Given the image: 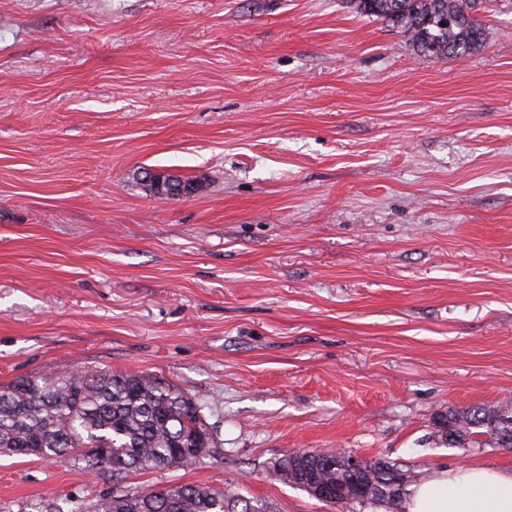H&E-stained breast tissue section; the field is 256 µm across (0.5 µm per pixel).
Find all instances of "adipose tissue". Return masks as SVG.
I'll return each mask as SVG.
<instances>
[{
	"mask_svg": "<svg viewBox=\"0 0 512 512\" xmlns=\"http://www.w3.org/2000/svg\"><path fill=\"white\" fill-rule=\"evenodd\" d=\"M400 512H512V470L465 466L434 471L409 488Z\"/></svg>",
	"mask_w": 512,
	"mask_h": 512,
	"instance_id": "obj_1",
	"label": "adipose tissue"
}]
</instances>
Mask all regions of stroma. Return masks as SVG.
<instances>
[{
    "label": "stroma",
    "mask_w": 512,
    "mask_h": 512,
    "mask_svg": "<svg viewBox=\"0 0 512 512\" xmlns=\"http://www.w3.org/2000/svg\"><path fill=\"white\" fill-rule=\"evenodd\" d=\"M482 20L432 60L347 0H0V385L209 398L223 458L134 485L274 512H346L267 473L292 450L511 470L426 441L512 401V0ZM107 486L0 455V512ZM144 174H145V176L142 178V181L145 180V181L149 182L152 186H154V188L157 189V190H155L150 185H148L146 183L144 184L146 189L150 193H152L153 195L164 196V197H173L175 194L171 193L170 187L167 186L168 182H171L172 185L175 188H181V190H184V191H187V192L189 191L190 188L195 189L194 184L192 182L183 181V180H180V179H178V178H176L174 176L165 175V174H164V179L162 181V186L160 187L159 183H158V181L160 180V176L159 175L155 174L153 179L147 180L146 179V172H144Z\"/></svg>",
    "instance_id": "1"
}]
</instances>
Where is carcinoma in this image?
Wrapping results in <instances>:
<instances>
[{
	"label": "carcinoma",
	"mask_w": 512,
	"mask_h": 512,
	"mask_svg": "<svg viewBox=\"0 0 512 512\" xmlns=\"http://www.w3.org/2000/svg\"><path fill=\"white\" fill-rule=\"evenodd\" d=\"M360 14L384 19L410 37L429 59L460 57L483 39L480 12L486 0H349ZM194 187L174 176H154L146 189L172 196L171 187ZM215 403L192 397L178 385L138 372L59 371L0 385V454L63 461L86 474L108 465L110 485L88 498L55 494L27 503L22 512H273L269 502L221 487L169 485L157 493L132 484L137 473L176 472L201 461L197 449L221 446L206 414ZM428 439L437 446L512 448V401L493 409L469 407L439 413ZM367 489L349 504L354 512L398 506L420 474L399 463L363 461ZM269 470L309 494L315 476L321 491L350 478L336 456L325 451L292 452Z\"/></svg>",
	"instance_id": "carcinoma-1"
}]
</instances>
